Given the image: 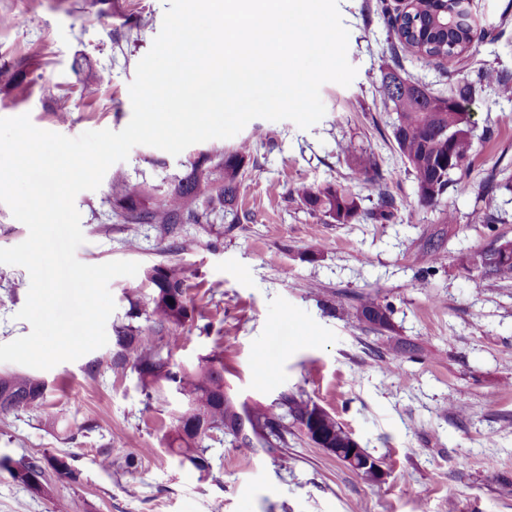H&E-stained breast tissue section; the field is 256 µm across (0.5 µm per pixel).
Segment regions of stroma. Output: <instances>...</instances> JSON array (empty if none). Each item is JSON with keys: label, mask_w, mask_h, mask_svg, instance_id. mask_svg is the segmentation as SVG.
<instances>
[{"label": "stroma", "mask_w": 512, "mask_h": 512, "mask_svg": "<svg viewBox=\"0 0 512 512\" xmlns=\"http://www.w3.org/2000/svg\"><path fill=\"white\" fill-rule=\"evenodd\" d=\"M398 0H338L349 31V86L328 82L324 117L307 129L256 118L237 136L211 139L179 155L138 145L113 164L75 206L85 242L77 259L98 265L165 261L189 276L192 319L173 360L193 366L224 347V388L234 400L269 405L295 394L324 408L384 472L368 480L303 434L288 459L259 448L215 445L213 470L200 477L163 444L183 405L177 394L146 404L136 374L90 373L111 346L35 375L47 384L40 409L0 413V455L70 457L74 483L53 482L35 497L0 472V512H512V281L462 259L512 240V192L489 191L512 176V98L479 91L467 110L475 149L470 189L448 191L437 206L418 203L416 186L391 135L381 71L394 65L434 90L448 87L437 61L403 48L388 25ZM165 0H0V118L29 115L37 128L71 138L124 129L132 117L129 85L159 34ZM486 37L462 61L459 76L483 68L512 75V0H473ZM108 78L94 94L84 86ZM25 76L29 90L11 86ZM252 144L232 205L240 221L209 227L187 221L162 233L151 224L109 216L114 177L146 181L162 203L175 176L201 156L239 141ZM354 142L378 158L393 201L378 218L364 198L358 221L336 224L289 199L298 183L328 182L362 191L340 152ZM498 220L473 222L479 194ZM440 240L437 262L423 256ZM191 237L196 247L179 248ZM30 278L0 264V344L26 336L17 319ZM387 305L388 328L358 324L355 306ZM396 361L394 372L382 363ZM109 449L112 468L100 464ZM135 465L124 468L127 457Z\"/></svg>", "instance_id": "stroma-1"}]
</instances>
